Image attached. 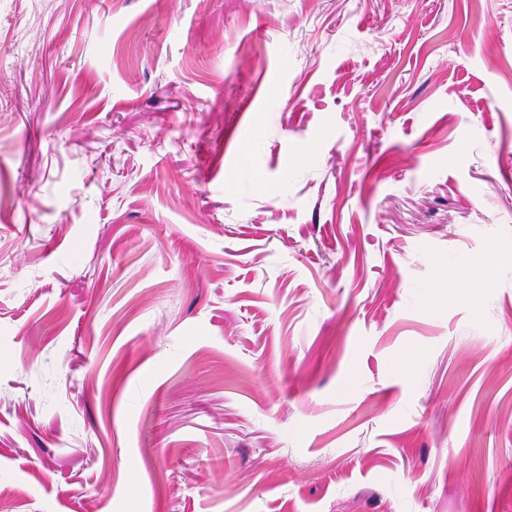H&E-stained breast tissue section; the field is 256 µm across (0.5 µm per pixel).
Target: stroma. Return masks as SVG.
<instances>
[{
  "label": "stroma",
  "mask_w": 512,
  "mask_h": 512,
  "mask_svg": "<svg viewBox=\"0 0 512 512\" xmlns=\"http://www.w3.org/2000/svg\"><path fill=\"white\" fill-rule=\"evenodd\" d=\"M0 512H512V0H0Z\"/></svg>",
  "instance_id": "stroma-1"
}]
</instances>
